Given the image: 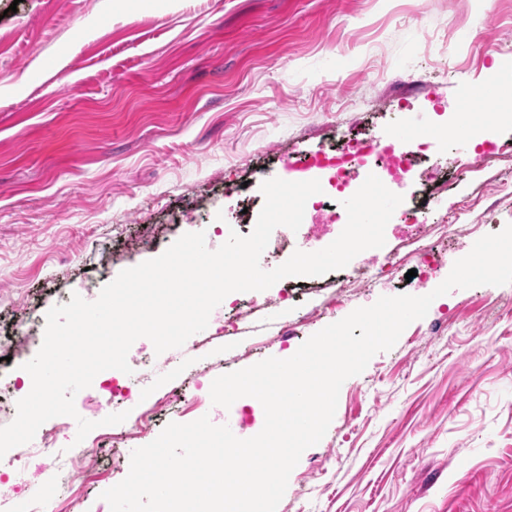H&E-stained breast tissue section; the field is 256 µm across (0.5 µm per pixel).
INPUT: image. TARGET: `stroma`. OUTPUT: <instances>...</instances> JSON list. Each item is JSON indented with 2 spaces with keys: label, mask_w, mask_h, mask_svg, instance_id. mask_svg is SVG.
Instances as JSON below:
<instances>
[{
  "label": "stroma",
  "mask_w": 512,
  "mask_h": 512,
  "mask_svg": "<svg viewBox=\"0 0 512 512\" xmlns=\"http://www.w3.org/2000/svg\"><path fill=\"white\" fill-rule=\"evenodd\" d=\"M494 44L493 60L476 49ZM512 70V0H0V339L28 338L0 378L17 379L39 351L49 308L72 294L95 300L125 269L180 236L236 215L259 194L256 174L287 178L288 164L345 138L414 124L437 139L429 101L449 115L490 73ZM406 98L398 111L397 98ZM511 165L461 177L438 206L493 197ZM152 225V242L126 247ZM403 272L306 320L330 290L290 303L285 325L264 306L277 287L240 293L259 306L241 333L168 366L150 340L132 345L134 374L182 393L135 447L169 422L220 416L194 406L195 384L269 357L382 296L423 295ZM73 436L31 442L50 474L27 476L40 498ZM56 512H110L101 494L126 475L122 449ZM277 512H512V284L456 289L435 299L390 350L339 393L324 438L290 474Z\"/></svg>",
  "instance_id": "obj_1"
}]
</instances>
